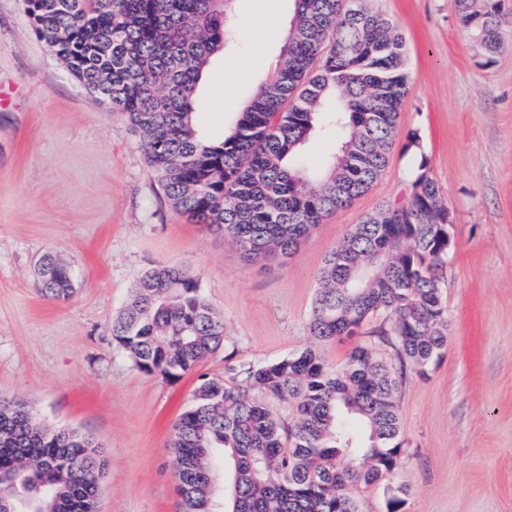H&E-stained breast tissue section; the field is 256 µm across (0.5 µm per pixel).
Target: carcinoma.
I'll use <instances>...</instances> for the list:
<instances>
[{"mask_svg":"<svg viewBox=\"0 0 512 512\" xmlns=\"http://www.w3.org/2000/svg\"><path fill=\"white\" fill-rule=\"evenodd\" d=\"M24 0L35 31L89 93L123 113L173 207L223 234L251 260L290 255L312 227L350 205L388 163L407 95L402 37L362 0H290L293 17L273 74L230 134L203 140L193 107L202 72L229 42L233 0ZM489 23H473L477 15ZM457 19L487 59L504 45L499 0H457ZM339 149L307 170L298 151L314 135ZM386 222L355 225L326 258L310 334L352 336L377 311L400 367H425L448 346L438 269L448 257V208L422 172ZM41 293L66 299L73 279L42 256ZM112 339L147 374L176 380L224 344V323L188 270L157 265L112 322ZM230 383L173 426L170 448L192 484L179 512H361L358 489L395 470L401 453L397 381L362 345L338 366L318 348L227 367ZM291 405L284 425L267 404ZM350 454L354 466H340ZM233 468L215 491L217 460ZM107 459L76 429L50 430L27 406L0 399V512H98Z\"/></svg>","mask_w":512,"mask_h":512,"instance_id":"1","label":"carcinoma"}]
</instances>
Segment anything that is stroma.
Returning a JSON list of instances; mask_svg holds the SVG:
<instances>
[{
	"label": "stroma",
	"mask_w": 512,
	"mask_h": 512,
	"mask_svg": "<svg viewBox=\"0 0 512 512\" xmlns=\"http://www.w3.org/2000/svg\"><path fill=\"white\" fill-rule=\"evenodd\" d=\"M405 43L408 93L388 164L350 206L312 228L291 255L250 261L222 234L177 211L127 118L90 95L38 38L23 0H0V396L45 425L91 435L105 450L99 512H175L172 426L202 378L231 363H267L314 344L309 331L325 257L355 224L401 196L419 171L454 220L440 274L448 347L425 370L398 374L403 456L391 478L360 491L363 512H512V45L486 60L455 0H366ZM235 40L209 63L197 94L200 132L222 137L272 74L290 0H235ZM253 81L222 93L224 73ZM53 254L74 292L39 291ZM181 266L224 321V345L177 380L140 371L111 325L142 274ZM321 345L344 361L363 344L394 362L373 332Z\"/></svg>",
	"instance_id": "stroma-1"
}]
</instances>
